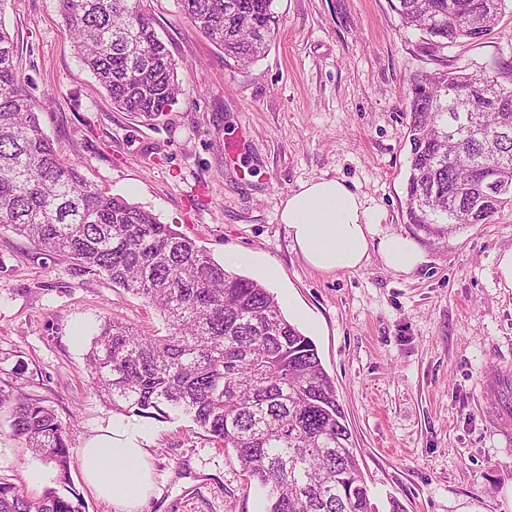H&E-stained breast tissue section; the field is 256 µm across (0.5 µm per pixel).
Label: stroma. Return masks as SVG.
<instances>
[{
  "label": "stroma",
  "mask_w": 512,
  "mask_h": 512,
  "mask_svg": "<svg viewBox=\"0 0 512 512\" xmlns=\"http://www.w3.org/2000/svg\"><path fill=\"white\" fill-rule=\"evenodd\" d=\"M178 62L183 91L158 118L113 109L73 47L58 0H0V24L21 45L20 84L60 157L94 187L134 202L195 240L218 262L263 283L315 343L333 378L355 452L380 512H512V427L497 384L512 371V288L497 259L512 249V210L446 239L408 224L407 106L414 77L512 61V9L487 39L443 49L403 26L391 0H275L281 18L249 66L225 57L177 0H144ZM337 178L381 230L407 235L425 261L408 274L378 253L361 268L312 269L280 221L288 193ZM145 334L166 323L105 277L50 261L0 227V379L42 398L71 448L112 422L91 384L88 347L103 321ZM151 431L153 491L139 512H265L232 449L182 418L129 416ZM41 466L42 482L29 479ZM0 478L39 496L76 493L83 512H116L79 464L61 485L12 436L0 408Z\"/></svg>",
  "instance_id": "stroma-1"
}]
</instances>
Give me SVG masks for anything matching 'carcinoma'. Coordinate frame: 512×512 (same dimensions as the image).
I'll return each mask as SVG.
<instances>
[{"mask_svg": "<svg viewBox=\"0 0 512 512\" xmlns=\"http://www.w3.org/2000/svg\"><path fill=\"white\" fill-rule=\"evenodd\" d=\"M75 49L120 112L156 117L180 90L178 63L142 0H58ZM274 0H178L224 56L242 65L267 51ZM507 0H392L406 27L436 47L479 41ZM18 44L0 23V224L41 254L144 300L167 334L100 325L87 351L92 381L113 411L175 412L235 452L268 489L267 512H379L352 432L313 340L261 282L216 262L154 214L86 183L41 131L14 68ZM406 223L430 237L488 224L512 208V66L441 71L415 80L409 104ZM507 187L488 204V184ZM12 436L69 478V432L42 401L0 385ZM0 512H80L49 488L32 499L0 481Z\"/></svg>", "mask_w": 512, "mask_h": 512, "instance_id": "cac0c4a2", "label": "carcinoma"}]
</instances>
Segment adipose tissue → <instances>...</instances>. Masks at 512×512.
<instances>
[{
    "label": "adipose tissue",
    "mask_w": 512,
    "mask_h": 512,
    "mask_svg": "<svg viewBox=\"0 0 512 512\" xmlns=\"http://www.w3.org/2000/svg\"><path fill=\"white\" fill-rule=\"evenodd\" d=\"M280 221L288 227L293 249L319 272L361 268L374 251L385 267L401 273L425 260L409 237L381 232L360 196L336 178L313 180L288 194ZM149 440V429L132 432L116 420L79 451L89 487L111 500L117 512H135L151 490L145 464Z\"/></svg>",
    "instance_id": "1"
}]
</instances>
